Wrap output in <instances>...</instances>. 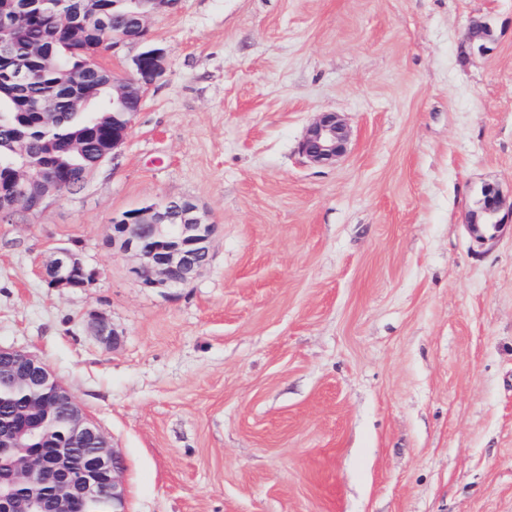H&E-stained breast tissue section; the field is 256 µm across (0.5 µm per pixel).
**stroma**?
Instances as JSON below:
<instances>
[{
    "label": "stroma",
    "instance_id": "obj_1",
    "mask_svg": "<svg viewBox=\"0 0 512 512\" xmlns=\"http://www.w3.org/2000/svg\"><path fill=\"white\" fill-rule=\"evenodd\" d=\"M149 31L114 158L0 222V345L111 438L127 512H512V231L467 227L483 185L512 202V0H181ZM327 110L351 141L316 166ZM164 199L215 232L153 290L111 222ZM61 247L98 280L47 287ZM349 138V129L339 113L324 111L316 115L298 149L314 165H331L344 154ZM87 319L93 327L95 335L101 342L109 345L112 344V346L118 343L119 338L117 332L101 313L96 310H89Z\"/></svg>",
    "mask_w": 512,
    "mask_h": 512
}]
</instances>
